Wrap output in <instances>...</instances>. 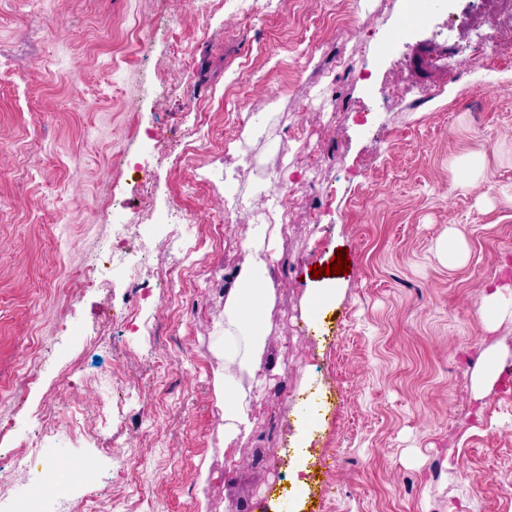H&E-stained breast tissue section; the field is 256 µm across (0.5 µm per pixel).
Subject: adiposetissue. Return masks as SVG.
<instances>
[{
  "instance_id": "adipose-tissue-1",
  "label": "adipose tissue",
  "mask_w": 512,
  "mask_h": 512,
  "mask_svg": "<svg viewBox=\"0 0 512 512\" xmlns=\"http://www.w3.org/2000/svg\"><path fill=\"white\" fill-rule=\"evenodd\" d=\"M282 230L279 223L257 225L254 236L242 244L249 260L224 290V328L214 344L218 365L213 371V389L224 417V452L232 457L238 454V443L254 429L250 406L266 383L262 365L268 335L266 314L275 299L267 254ZM511 312L512 281L491 280L480 298L482 323L493 329Z\"/></svg>"
}]
</instances>
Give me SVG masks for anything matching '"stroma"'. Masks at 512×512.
Returning <instances> with one entry per match:
<instances>
[{
  "instance_id": "obj_1",
  "label": "stroma",
  "mask_w": 512,
  "mask_h": 512,
  "mask_svg": "<svg viewBox=\"0 0 512 512\" xmlns=\"http://www.w3.org/2000/svg\"><path fill=\"white\" fill-rule=\"evenodd\" d=\"M496 5L410 25L404 0H0V496L85 459L57 512H278L301 465L293 512H512V318L477 315L512 277V48L464 55ZM248 125L253 170L227 180ZM475 154L460 189L450 165ZM286 164L313 187L273 243L267 383L231 462L213 341ZM181 213L202 217L189 255ZM118 238L130 266L107 260ZM340 248L342 296L308 327L310 269ZM489 349L505 371L483 389Z\"/></svg>"
}]
</instances>
